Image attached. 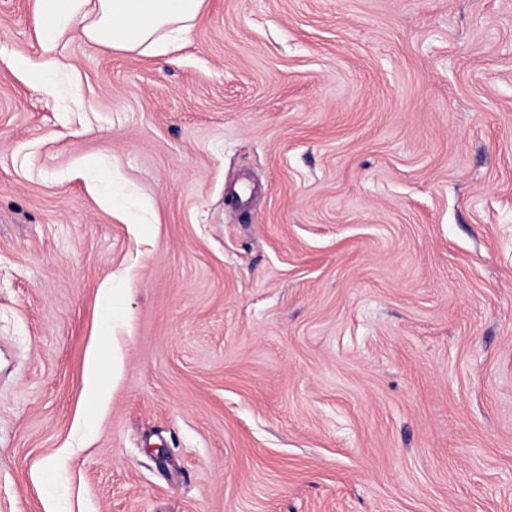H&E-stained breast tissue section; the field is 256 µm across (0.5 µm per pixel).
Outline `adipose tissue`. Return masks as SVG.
Here are the masks:
<instances>
[{
  "mask_svg": "<svg viewBox=\"0 0 512 512\" xmlns=\"http://www.w3.org/2000/svg\"><path fill=\"white\" fill-rule=\"evenodd\" d=\"M205 0H36L41 38L54 48L72 20H80L81 33L90 42L126 52L162 53L186 40ZM124 366L120 344L108 357L91 351L86 359V390L98 406L109 401L103 372L118 376Z\"/></svg>",
  "mask_w": 512,
  "mask_h": 512,
  "instance_id": "obj_1",
  "label": "adipose tissue"
}]
</instances>
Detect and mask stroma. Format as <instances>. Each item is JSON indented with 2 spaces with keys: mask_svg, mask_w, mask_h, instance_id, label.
<instances>
[{
  "mask_svg": "<svg viewBox=\"0 0 512 512\" xmlns=\"http://www.w3.org/2000/svg\"><path fill=\"white\" fill-rule=\"evenodd\" d=\"M35 5L0 0V512H512V0H206L152 56L46 49ZM106 333H110L108 337H112V349L110 350L109 354V364H108V370L110 372V376L112 379H114L116 376H118L124 366V353L122 350L121 345L117 341V336L114 335V325L112 323V319L109 317L105 321L104 325ZM84 381L92 400L98 407H105L109 401V384L102 377L101 355L95 349L87 356Z\"/></svg>",
  "mask_w": 512,
  "mask_h": 512,
  "instance_id": "stroma-1",
  "label": "stroma"
}]
</instances>
